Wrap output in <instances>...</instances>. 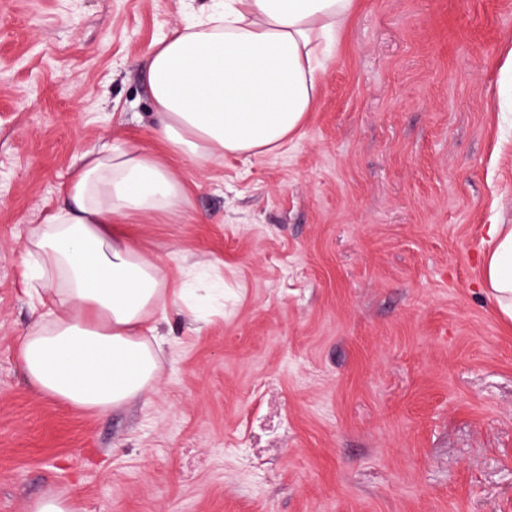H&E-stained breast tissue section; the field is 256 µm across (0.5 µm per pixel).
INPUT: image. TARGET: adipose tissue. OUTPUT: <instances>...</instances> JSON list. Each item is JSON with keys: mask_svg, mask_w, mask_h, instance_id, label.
I'll list each match as a JSON object with an SVG mask.
<instances>
[{"mask_svg": "<svg viewBox=\"0 0 512 512\" xmlns=\"http://www.w3.org/2000/svg\"><path fill=\"white\" fill-rule=\"evenodd\" d=\"M354 8L355 0H214L145 60L153 135L195 162L285 146L317 98L321 46ZM186 202L150 151L80 156L64 205L24 246L36 259L30 286L49 297L17 343L36 391L104 413L152 389L159 350L148 319L166 301L165 276L114 224ZM481 275L496 314L512 324V224L488 225Z\"/></svg>", "mask_w": 512, "mask_h": 512, "instance_id": "obj_1", "label": "adipose tissue"}]
</instances>
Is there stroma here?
Listing matches in <instances>:
<instances>
[{
	"label": "stroma",
	"instance_id": "obj_1",
	"mask_svg": "<svg viewBox=\"0 0 512 512\" xmlns=\"http://www.w3.org/2000/svg\"><path fill=\"white\" fill-rule=\"evenodd\" d=\"M209 0H0V512H512V326L480 284L512 224V0H357L282 149L168 164L120 228L168 284L153 389L30 391L24 243L79 157L150 146L141 63Z\"/></svg>",
	"mask_w": 512,
	"mask_h": 512
}]
</instances>
